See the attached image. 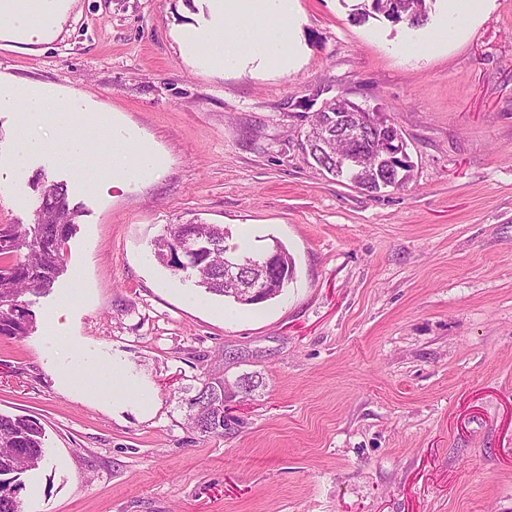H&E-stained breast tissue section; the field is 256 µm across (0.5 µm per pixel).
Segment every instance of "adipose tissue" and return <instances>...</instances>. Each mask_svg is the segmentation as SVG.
I'll return each instance as SVG.
<instances>
[{
    "label": "adipose tissue",
    "mask_w": 512,
    "mask_h": 512,
    "mask_svg": "<svg viewBox=\"0 0 512 512\" xmlns=\"http://www.w3.org/2000/svg\"><path fill=\"white\" fill-rule=\"evenodd\" d=\"M63 0H0V21L15 35L46 34ZM213 22L191 28L184 42L205 49L204 61L214 69L233 71L250 64L287 68L294 14L292 0H210ZM78 99L58 104L51 96L31 89L0 86V112H15L21 127L52 124L59 136L52 142L23 138L13 156L23 164L31 153L44 150L74 162L82 160L90 137H103L107 123L100 117L78 111ZM157 170L152 153L130 140L112 144V164L98 176L123 185L131 179L151 177Z\"/></svg>",
    "instance_id": "obj_1"
}]
</instances>
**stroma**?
Segmentation results:
<instances>
[{"mask_svg":"<svg viewBox=\"0 0 512 512\" xmlns=\"http://www.w3.org/2000/svg\"><path fill=\"white\" fill-rule=\"evenodd\" d=\"M359 2L294 0L285 72L185 48L208 0H74L42 38L0 37L1 85L78 97L159 159L119 187L95 144L79 168L17 165L0 112V224L33 223L39 176L82 210L63 274L24 297L33 330L0 336V413L44 429L27 512H512V0L462 24L435 0L413 29L353 21ZM336 95L400 130L402 188L301 150ZM196 218L277 238L294 280L242 306L159 264L154 240ZM116 364L144 406L84 390ZM217 373L232 424L204 436L188 403Z\"/></svg>","mask_w":512,"mask_h":512,"instance_id":"35a3bbf8","label":"stroma"}]
</instances>
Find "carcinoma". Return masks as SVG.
Here are the masks:
<instances>
[{
	"label": "carcinoma",
	"mask_w": 512,
	"mask_h": 512,
	"mask_svg": "<svg viewBox=\"0 0 512 512\" xmlns=\"http://www.w3.org/2000/svg\"><path fill=\"white\" fill-rule=\"evenodd\" d=\"M433 0H371L354 16L361 20L376 11L394 22L417 28L428 20ZM363 134L355 140L326 138L322 113H313L310 128L301 143L302 151L320 169L338 179H346L368 192L387 187H400L405 182L401 172L410 168L407 158L396 151L402 135L382 112H362ZM354 154L363 158V167L339 169V157ZM39 192L35 223L0 224V336H25L32 329L33 315L22 297L30 292L50 290L64 270L62 245L71 236L79 207L71 204L63 183L33 181ZM203 241L205 252L193 260L192 272L199 286L208 292L238 302L236 293L224 287V259L250 256L236 245L226 244L224 227L189 221L172 224L164 237L155 243L159 263L179 270L182 260L168 254L165 246L179 238ZM224 406V378L211 377L203 383L191 402L190 420L204 435L224 434L221 414ZM42 430L32 418L0 414V512H22L18 492L25 486L22 476L39 468L44 460Z\"/></svg>",
	"instance_id": "cac0c4a2"
}]
</instances>
